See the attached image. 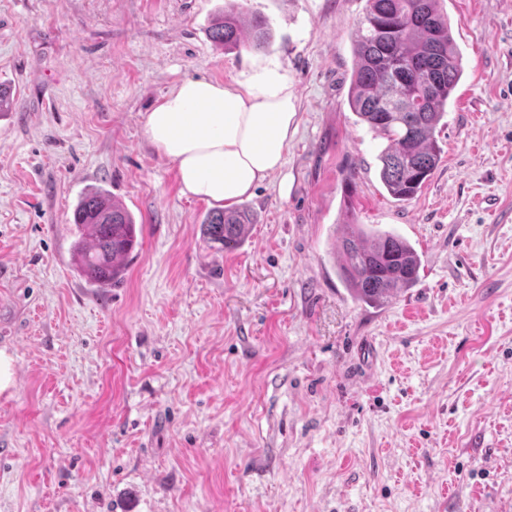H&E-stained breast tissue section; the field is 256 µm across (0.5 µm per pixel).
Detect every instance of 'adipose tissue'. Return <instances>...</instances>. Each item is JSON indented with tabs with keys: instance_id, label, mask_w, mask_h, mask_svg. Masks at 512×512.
<instances>
[{
	"instance_id": "adipose-tissue-1",
	"label": "adipose tissue",
	"mask_w": 512,
	"mask_h": 512,
	"mask_svg": "<svg viewBox=\"0 0 512 512\" xmlns=\"http://www.w3.org/2000/svg\"><path fill=\"white\" fill-rule=\"evenodd\" d=\"M296 101L287 67L271 60L230 83L183 79L147 113L144 131L175 164L183 195L229 207L282 170Z\"/></svg>"
}]
</instances>
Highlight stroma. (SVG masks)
Returning a JSON list of instances; mask_svg holds the SVG:
<instances>
[{
	"label": "stroma",
	"instance_id": "obj_1",
	"mask_svg": "<svg viewBox=\"0 0 512 512\" xmlns=\"http://www.w3.org/2000/svg\"><path fill=\"white\" fill-rule=\"evenodd\" d=\"M366 0H0V512H512V0H439L464 74L416 196L348 104ZM262 52L212 42L227 8ZM274 58L297 89L282 172L234 251L144 120L187 77ZM358 223L419 253L413 288L339 277ZM106 189L137 246L114 288L73 264Z\"/></svg>",
	"mask_w": 512,
	"mask_h": 512
}]
</instances>
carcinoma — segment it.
Wrapping results in <instances>:
<instances>
[{
  "label": "carcinoma",
  "mask_w": 512,
  "mask_h": 512,
  "mask_svg": "<svg viewBox=\"0 0 512 512\" xmlns=\"http://www.w3.org/2000/svg\"><path fill=\"white\" fill-rule=\"evenodd\" d=\"M438 0H366L353 33L355 68L348 91L358 121L386 141L379 154L380 179L398 201L412 199L435 169L440 149L434 130L462 77L460 56ZM213 42L226 50L270 46L268 21L246 26L226 12L211 26ZM355 182L343 179L342 210L355 216ZM80 232L74 260L79 274L99 288L123 281L125 258L137 244L136 224L123 205L101 191L86 194L73 213ZM242 208L209 213L207 237L236 249L249 230ZM340 277L360 302L381 306L418 280L421 259L403 237L362 224L346 225L341 237Z\"/></svg>",
  "instance_id": "carcinoma-1"
}]
</instances>
